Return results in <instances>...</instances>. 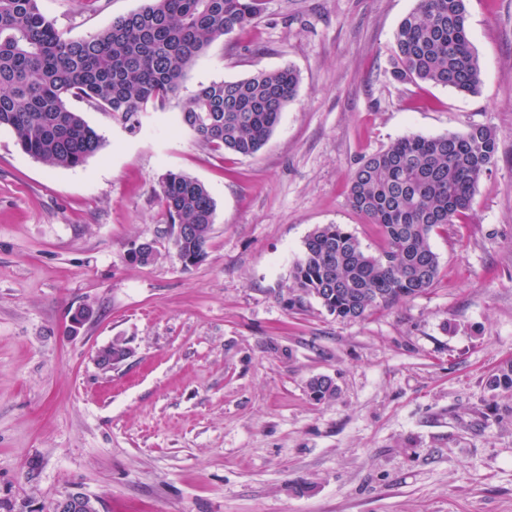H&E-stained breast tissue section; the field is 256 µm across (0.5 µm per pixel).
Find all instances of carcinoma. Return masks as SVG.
I'll list each match as a JSON object with an SVG mask.
<instances>
[{
  "label": "carcinoma",
  "mask_w": 512,
  "mask_h": 512,
  "mask_svg": "<svg viewBox=\"0 0 512 512\" xmlns=\"http://www.w3.org/2000/svg\"><path fill=\"white\" fill-rule=\"evenodd\" d=\"M264 0H148L138 10L80 38L61 32L39 0H0V128L23 153L50 167H77L102 136L71 103L112 115L130 131L165 107L188 69L212 44L253 26ZM467 0H417L393 39L392 76L473 95L481 68L467 33ZM299 78L285 66L239 80L201 84L178 125L210 150L253 156L294 99ZM496 131L401 137L358 162L347 184L351 208L380 227L385 247L368 253L340 224L316 226L291 276L300 303L317 299L330 314L361 318L428 291L439 274L430 237L470 210L480 178L495 164ZM157 199L174 245L189 268L203 260L215 202L195 178L171 171ZM316 399L337 394L333 380L308 382ZM492 396L512 394V360L486 377Z\"/></svg>",
  "instance_id": "cac0c4a2"
}]
</instances>
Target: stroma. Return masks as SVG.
<instances>
[{"label": "stroma", "mask_w": 512, "mask_h": 512, "mask_svg": "<svg viewBox=\"0 0 512 512\" xmlns=\"http://www.w3.org/2000/svg\"><path fill=\"white\" fill-rule=\"evenodd\" d=\"M77 38L144 0H39ZM416 0H267L214 43L194 88L294 67L296 98L256 155L174 131L181 98L132 133L77 103L103 147L74 168L0 129V506L52 512L77 486L101 512H512V396L485 378L512 359V0H468L482 83L461 96L392 75ZM471 125L495 166L461 221L431 237L424 294L341 320L295 303L313 228L341 224L372 254L377 225L348 204L364 157L406 135ZM215 201L206 256L177 259L156 197L167 172ZM156 259L130 263L138 243ZM92 316L79 330L69 317ZM127 359L106 369L98 354ZM327 375L334 398L314 400Z\"/></svg>", "instance_id": "stroma-1"}]
</instances>
